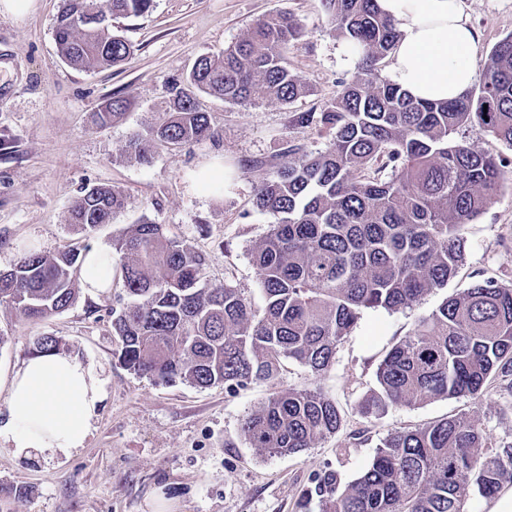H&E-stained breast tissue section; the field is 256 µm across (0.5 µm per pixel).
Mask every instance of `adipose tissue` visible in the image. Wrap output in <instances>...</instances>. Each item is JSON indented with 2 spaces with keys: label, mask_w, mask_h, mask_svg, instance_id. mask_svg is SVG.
I'll return each instance as SVG.
<instances>
[{
  "label": "adipose tissue",
  "mask_w": 512,
  "mask_h": 512,
  "mask_svg": "<svg viewBox=\"0 0 512 512\" xmlns=\"http://www.w3.org/2000/svg\"><path fill=\"white\" fill-rule=\"evenodd\" d=\"M401 33L387 76L414 98L451 100L472 86L471 56L479 35L458 0H377ZM115 259L94 245L83 267L91 293L111 287ZM107 399L106 380L91 363L65 351L36 353L0 370V444L13 454L68 455L84 447Z\"/></svg>",
  "instance_id": "1"
}]
</instances>
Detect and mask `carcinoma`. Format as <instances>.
I'll use <instances>...</instances> for the list:
<instances>
[{
    "mask_svg": "<svg viewBox=\"0 0 512 512\" xmlns=\"http://www.w3.org/2000/svg\"><path fill=\"white\" fill-rule=\"evenodd\" d=\"M324 2L362 67L324 110L292 115L293 127L326 133L325 148L291 149L256 187L254 206L271 218L252 251L263 307L237 288L211 286L207 258L142 216L112 240L115 286L123 291L111 309L112 333L118 361L135 374L233 390L276 384L286 360L323 373L365 311L411 308L446 287L465 257L464 226L496 202L512 163L456 135L476 121L512 146V33L489 51L478 88L454 101H417L379 74L399 31L377 0ZM152 4L64 0L54 28L59 56L85 71L123 64L131 46L112 31V18L141 16ZM302 35L295 16L280 12L224 54L199 57L186 85L169 88L168 108L129 140L125 158L144 161L156 150L215 138L195 90L237 104L302 96L304 85L284 61ZM128 107L111 97L96 122L105 126ZM126 204L118 189L87 187L70 223L87 236ZM87 251L76 243L55 253L23 249L0 272V303L27 320L64 312L77 299ZM505 381L512 388V288L486 278L445 298L392 346L362 413L377 417L438 398L479 402ZM342 422L322 393L280 390L246 415L240 438L270 456L297 454ZM508 485L512 445L488 446L478 421L461 415L387 434L357 478L344 485L327 469L303 497L317 500L319 512H468L473 494L489 498Z\"/></svg>",
    "mask_w": 512,
    "mask_h": 512,
    "instance_id": "1",
    "label": "carcinoma"
}]
</instances>
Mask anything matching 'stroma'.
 <instances>
[{"mask_svg": "<svg viewBox=\"0 0 512 512\" xmlns=\"http://www.w3.org/2000/svg\"><path fill=\"white\" fill-rule=\"evenodd\" d=\"M461 2L479 33L471 63L480 76L491 47L512 33V0ZM62 6L63 0H35L24 18L0 14V270L11 268L23 246L54 252L77 241L72 204L85 188L108 185L124 192L127 205L92 233L90 244L112 241L148 216L206 255L212 285L238 288L262 307L251 250L270 218L253 205L256 186L288 161L292 146L324 149L325 133L291 128L289 115L323 110L359 68L322 0H154L147 14L113 20L132 54L101 71L77 70L59 57L53 29ZM278 11L305 27L286 58L306 94L289 103L234 104L197 93L217 139L159 151L141 164L121 162L132 135L154 122L169 87L184 83L200 56L222 53L256 20ZM112 96L129 99L130 108L96 126L94 112ZM212 163L224 167L223 189L198 184ZM464 237V264L446 288L411 308L366 311L328 371L314 375L288 361L276 384L256 381L234 392L156 385L123 367L110 316L116 288L81 290L67 311L43 320H25L1 304L0 366H20L37 337L57 336L64 350L102 369L108 398L84 448L70 455L25 459L0 451V512H157L162 502L167 512H319L317 502L302 501L303 490L328 466L342 482L358 477L389 431L465 414L478 419L490 446L512 445V392L502 387L478 404L437 399L389 408L378 419L360 412L384 355L420 318L475 280L512 285V181L466 225ZM277 387L320 389L342 412L340 430L296 455L247 447L241 420Z\"/></svg>", "mask_w": 512, "mask_h": 512, "instance_id": "1", "label": "stroma"}]
</instances>
